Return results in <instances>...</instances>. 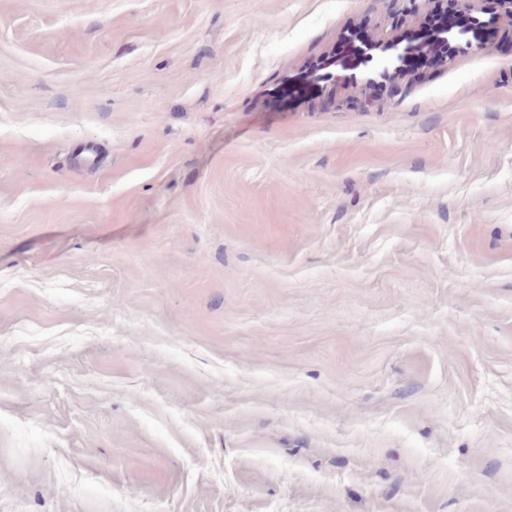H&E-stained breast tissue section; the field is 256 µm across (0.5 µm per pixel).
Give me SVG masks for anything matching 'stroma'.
Returning <instances> with one entry per match:
<instances>
[{
    "label": "stroma",
    "instance_id": "1",
    "mask_svg": "<svg viewBox=\"0 0 512 512\" xmlns=\"http://www.w3.org/2000/svg\"><path fill=\"white\" fill-rule=\"evenodd\" d=\"M429 0H0V512H512V25ZM475 1L477 0H452L455 10L459 13V20L455 24L446 27H424L419 34L418 41L407 44L402 49L399 47L402 43L400 39L386 42L368 39L363 50L348 45L339 52L338 57L334 53L331 64L343 68L349 57L359 54V56H366L368 62L378 61L384 69L389 68V65H393L395 62H400L393 71V75L399 74L407 69L405 62L411 54H426L442 44L450 43L453 39L465 38L470 34L475 36L480 24L474 13L473 3Z\"/></svg>",
    "mask_w": 512,
    "mask_h": 512
}]
</instances>
